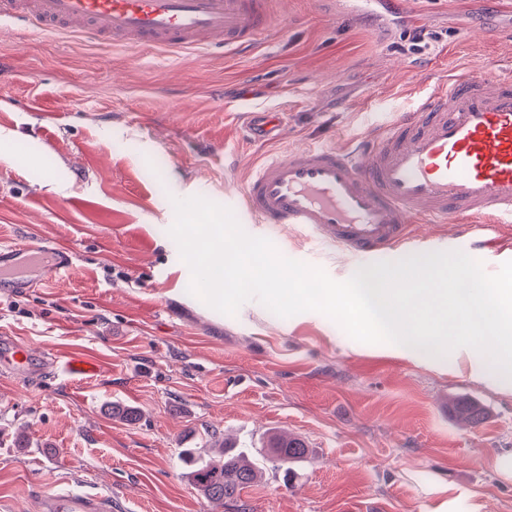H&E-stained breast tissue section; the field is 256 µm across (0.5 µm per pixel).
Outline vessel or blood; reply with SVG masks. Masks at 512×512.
<instances>
[{
	"label": "vessel or blood",
	"instance_id": "1",
	"mask_svg": "<svg viewBox=\"0 0 512 512\" xmlns=\"http://www.w3.org/2000/svg\"><path fill=\"white\" fill-rule=\"evenodd\" d=\"M0 21L51 36L132 50H250L281 31L282 0H0ZM255 139L279 140L283 118L246 115ZM231 208L260 224H296L364 264L388 260L416 221L512 223V75L452 77L416 106L351 146L285 148L267 157ZM40 247L1 249L0 261L26 256L20 287L36 281ZM37 359L13 337L0 338V364ZM58 378L95 372L92 360L52 359ZM41 512H112L108 495H48Z\"/></svg>",
	"mask_w": 512,
	"mask_h": 512
}]
</instances>
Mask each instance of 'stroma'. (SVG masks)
Wrapping results in <instances>:
<instances>
[{
	"label": "stroma",
	"mask_w": 512,
	"mask_h": 512,
	"mask_svg": "<svg viewBox=\"0 0 512 512\" xmlns=\"http://www.w3.org/2000/svg\"><path fill=\"white\" fill-rule=\"evenodd\" d=\"M424 19L377 31L374 0H286L288 23L244 53L158 54L0 24V248L64 247L72 265L32 288L0 283V335L83 355L60 381L0 369V512L57 491L112 495L120 512H512V382L469 347L443 357L351 339L308 311L255 300L220 313L188 291L169 235L173 198L227 204L268 147L238 110L288 115V148L338 145L393 120L444 76L512 73V0H403ZM478 27L460 45L461 28ZM238 221L285 257L345 281L342 249L295 225ZM395 259L457 250L464 224H419ZM477 401L473 426L451 412ZM129 405L130 424L113 415ZM309 454L239 505L184 476L182 449L262 455L271 432ZM50 363L56 376L64 380L80 375H93L96 371V365L92 360L80 356L69 357L65 360L54 358L50 359Z\"/></svg>",
	"instance_id": "1"
}]
</instances>
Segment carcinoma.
<instances>
[{
    "instance_id": "cac0c4a2",
    "label": "carcinoma",
    "mask_w": 512,
    "mask_h": 512,
    "mask_svg": "<svg viewBox=\"0 0 512 512\" xmlns=\"http://www.w3.org/2000/svg\"><path fill=\"white\" fill-rule=\"evenodd\" d=\"M453 414L478 425L483 421L479 406L468 398L453 401ZM272 448L271 460L281 466H288L307 455L305 443L290 436L274 434L268 440ZM181 460L187 470V477L207 499L216 502L236 501L241 491L261 476L258 463L251 460L242 450L224 446L216 455H205L195 448H185Z\"/></svg>"
}]
</instances>
